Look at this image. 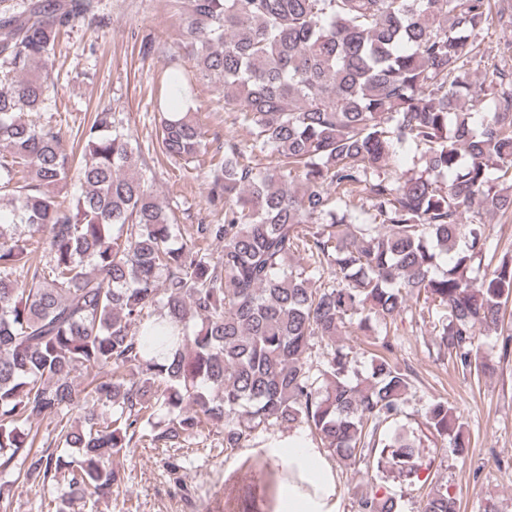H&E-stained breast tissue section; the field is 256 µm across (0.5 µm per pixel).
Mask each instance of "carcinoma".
<instances>
[{"label":"carcinoma","mask_w":512,"mask_h":512,"mask_svg":"<svg viewBox=\"0 0 512 512\" xmlns=\"http://www.w3.org/2000/svg\"><path fill=\"white\" fill-rule=\"evenodd\" d=\"M183 8L195 67L251 140L209 152L194 90L168 71L156 148L187 166L210 156L208 200L222 211L178 247L122 119L94 113L76 164L55 127L23 117L49 100L55 46L91 0L0 15V512L16 483L52 486L54 512H71L119 494L133 448L206 431L227 450L280 424H305L345 464L376 455L418 476L400 424L413 374L389 338L414 298L449 359L491 370L477 331L497 330L512 300V258L484 263L482 215L512 212L499 189L512 181V76L484 62L492 0ZM268 150L275 164L252 165ZM400 151L414 152L409 177L388 169ZM296 256L305 264L288 265ZM348 327L383 332L363 373L336 344ZM424 418L465 447L448 401ZM253 468L271 512L288 480L312 490L266 456ZM356 502L397 512L373 488ZM422 512H458V499L434 484Z\"/></svg>","instance_id":"1"}]
</instances>
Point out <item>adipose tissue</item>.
I'll return each mask as SVG.
<instances>
[{"label": "adipose tissue", "instance_id": "1", "mask_svg": "<svg viewBox=\"0 0 512 512\" xmlns=\"http://www.w3.org/2000/svg\"><path fill=\"white\" fill-rule=\"evenodd\" d=\"M288 467L309 478L314 491L309 494L300 491L296 485H289L284 504L285 512H335L336 486L317 449H289Z\"/></svg>", "mask_w": 512, "mask_h": 512}]
</instances>
